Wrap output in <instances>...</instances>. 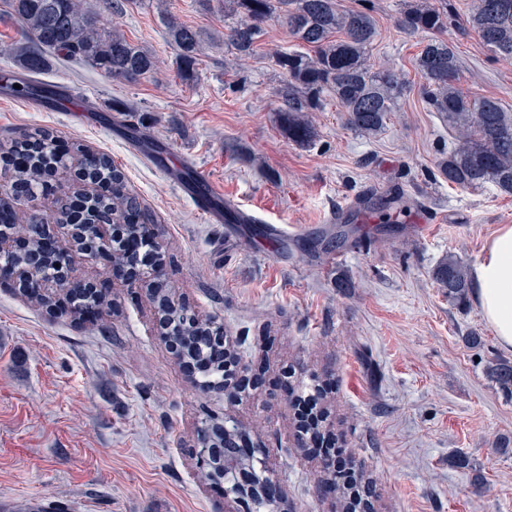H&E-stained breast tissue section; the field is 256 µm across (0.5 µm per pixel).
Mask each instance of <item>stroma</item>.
Segmentation results:
<instances>
[{"instance_id": "stroma-1", "label": "stroma", "mask_w": 512, "mask_h": 512, "mask_svg": "<svg viewBox=\"0 0 512 512\" xmlns=\"http://www.w3.org/2000/svg\"><path fill=\"white\" fill-rule=\"evenodd\" d=\"M377 25L371 61L403 71L411 90L385 132L366 138L328 98L312 113L316 137L301 146L280 126L274 52H293L286 26L269 21L250 59L221 38L236 15L224 0H123L112 21L156 57L155 74L111 78L76 60L48 56L43 80L103 102L79 126L50 106L0 101V146L40 130L67 149L110 156L157 224L161 281L223 322L248 370L250 400L201 388L155 333L149 301L111 288L106 258L80 262V283L108 284L113 310L97 318L47 309L0 281V512L19 506L64 512H224L191 454L200 418L237 416L250 438L276 452L275 473L290 512H338L318 490V463L296 446L297 424L282 370L318 374L345 454L372 482L377 512H512V395L484 365L512 361L476 304L451 305L432 278L448 254L475 264L498 225L512 224V196L493 186L460 190L431 172L454 134L420 95L414 67L421 38L401 29L399 0H342ZM472 0H447L445 37L459 58L465 93L512 112V60L465 24ZM202 34L195 72L184 78L164 21ZM127 112L116 124L111 108ZM164 156L189 159L257 224H212L177 190L169 171L141 159L136 135ZM400 189L429 211L387 242H367L329 265L311 241L336 209L364 190ZM482 339L480 347L465 342ZM467 468H459L458 459ZM485 490L470 484L473 472Z\"/></svg>"}]
</instances>
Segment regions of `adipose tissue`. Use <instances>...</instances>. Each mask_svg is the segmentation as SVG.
Listing matches in <instances>:
<instances>
[{
    "instance_id": "1",
    "label": "adipose tissue",
    "mask_w": 512,
    "mask_h": 512,
    "mask_svg": "<svg viewBox=\"0 0 512 512\" xmlns=\"http://www.w3.org/2000/svg\"><path fill=\"white\" fill-rule=\"evenodd\" d=\"M472 297L494 328L501 347L512 351V225H501L471 273Z\"/></svg>"
}]
</instances>
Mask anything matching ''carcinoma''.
I'll return each instance as SVG.
<instances>
[{
    "label": "carcinoma",
    "instance_id": "1",
    "mask_svg": "<svg viewBox=\"0 0 512 512\" xmlns=\"http://www.w3.org/2000/svg\"><path fill=\"white\" fill-rule=\"evenodd\" d=\"M400 2L396 24L425 34L415 59V68L424 79L423 95L455 133L454 148L435 162V177L459 189L491 184L500 193L512 196V112L495 98L473 97L462 91L455 46L441 35L445 16L436 3ZM6 4L28 39L29 46L18 54V64L26 71L42 70L47 52L74 58L114 79L132 81L156 71L150 53L106 26L101 13L84 7L80 0H6ZM225 4L229 11L244 15L224 32V44L237 51L238 59L254 54L263 26L271 19L287 26L302 46L300 51L276 55V63L286 76L277 90L278 116L290 141L305 145L313 140L315 131L309 113L323 108L327 92L345 108L349 128L368 136L385 128L407 92L408 81L394 69H373L370 53L377 28L370 13L346 9L341 0H225ZM465 22L497 55L512 60V0H474ZM166 35L180 56L184 77H191L200 52L198 32L170 16ZM57 168H65L59 155L43 152L29 155V167L15 172L29 182L33 193L44 188L46 177ZM87 174L111 187L110 195L90 203L92 209L122 217L142 211L138 195L109 156H93ZM413 204L415 201L400 194L380 199L376 204L379 223H399V216ZM2 206L10 211V223L19 220L21 230L34 235V217L16 214L8 197L0 199ZM432 277L449 303L468 304L469 266L460 257L448 255L434 268ZM180 332L194 344L197 353H205L209 368L200 386L206 389L216 385L222 371L208 352V342L198 339L191 327H183ZM486 372L499 389L512 393V361L493 358ZM360 484L363 491L357 496L343 486L341 477H336L335 491L346 512H364L369 506L366 481L362 479Z\"/></svg>",
    "mask_w": 512,
    "mask_h": 512
}]
</instances>
